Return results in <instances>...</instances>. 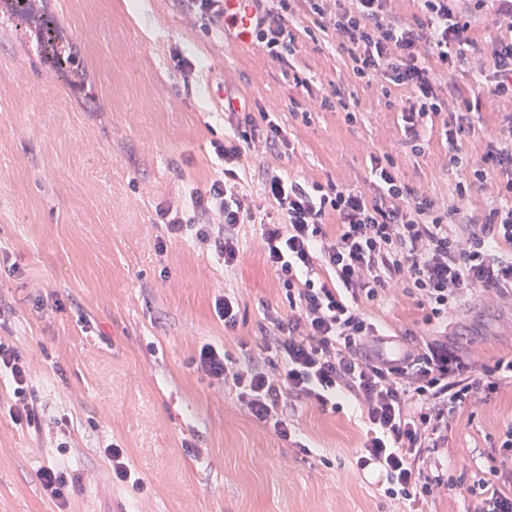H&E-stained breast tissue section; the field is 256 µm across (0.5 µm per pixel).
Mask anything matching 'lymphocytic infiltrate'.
Listing matches in <instances>:
<instances>
[{
	"mask_svg": "<svg viewBox=\"0 0 512 512\" xmlns=\"http://www.w3.org/2000/svg\"><path fill=\"white\" fill-rule=\"evenodd\" d=\"M388 2L249 0L247 7L253 41L280 62L296 50L297 15H312L332 30L359 81L378 85L385 107L399 108L410 142L419 140L428 119L454 113L443 138L450 163H459L470 113L487 99L512 100V0H473L474 10L493 11L500 30L482 46L454 0H418L419 13L407 22L391 15ZM460 65L476 77L477 89L468 95L440 80ZM396 88L410 92L405 107L391 98ZM244 123L215 148L223 178L192 195L207 218L194 234L213 241L228 267L239 254L236 229L253 217L234 191V167L248 152L275 153L288 143L268 113L245 116ZM369 163L366 191L263 169L264 187L284 221L264 230L262 246L285 290L288 312H267L260 342L245 347L241 357L202 345L197 367L235 388L252 417L271 424L284 440L294 426L280 413L281 403L292 398L336 410L340 398H352L370 425L358 468L383 472L385 495L423 501L453 486L437 455L448 445L451 422L461 408L512 385V358L478 367L445 340L413 336L406 337L400 356L383 357L377 346L384 332L365 306L399 288L424 310L429 325L470 289L491 301L512 290V125L491 134L486 153L456 185L461 200L473 190L488 191L477 219L457 222V206L411 189L389 155H370ZM331 219L337 224L332 237L325 230ZM28 372L19 348L0 337V373L11 383L9 417L36 431L41 414L30 399ZM499 442L503 455L490 466V479L468 489L473 512H512V486L493 481L512 461V422Z\"/></svg>",
	"mask_w": 512,
	"mask_h": 512,
	"instance_id": "lymphocytic-infiltrate-1",
	"label": "lymphocytic infiltrate"
}]
</instances>
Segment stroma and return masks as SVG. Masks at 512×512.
Here are the masks:
<instances>
[{"label": "stroma", "instance_id": "35a3bbf8", "mask_svg": "<svg viewBox=\"0 0 512 512\" xmlns=\"http://www.w3.org/2000/svg\"><path fill=\"white\" fill-rule=\"evenodd\" d=\"M299 23L312 33L281 63L194 18L184 0H33L30 12L0 11V336L27 356L43 409L37 434L0 409V512H411L358 469L369 423L357 406L297 404L292 444L195 358L205 343L239 356L263 336L268 308L288 311L261 241L282 220L262 168L364 190L369 153H386L411 187L448 202L512 107L473 114L459 164L442 140L446 112L413 152L378 86L356 82L313 17ZM336 87L358 101L355 122L338 107L296 118L307 92ZM232 94L248 113H270L289 145L237 166L254 221L239 226L228 267L193 232L171 236L156 210L201 223L191 193L222 175L214 145L232 134ZM223 295L239 307L232 331L214 312ZM365 310L391 334L447 337L478 364L512 355L510 293L490 303L468 292L432 325L398 290ZM511 422L512 391L460 411L439 457L466 484L424 512H468L465 487L484 477ZM110 443L140 487L113 479ZM52 464L73 477L62 502L37 477Z\"/></svg>", "mask_w": 512, "mask_h": 512}]
</instances>
